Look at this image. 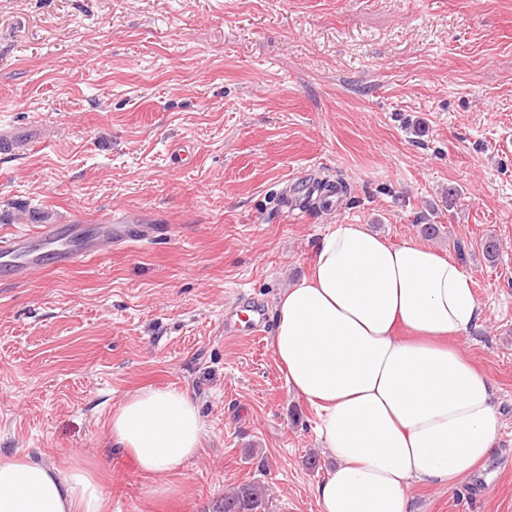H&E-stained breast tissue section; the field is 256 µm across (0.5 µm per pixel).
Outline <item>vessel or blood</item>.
<instances>
[{"mask_svg": "<svg viewBox=\"0 0 512 512\" xmlns=\"http://www.w3.org/2000/svg\"><path fill=\"white\" fill-rule=\"evenodd\" d=\"M157 231L156 225L127 215H108L96 228L76 216L63 224L40 221L33 232L0 236V271L20 282L47 267L64 270L81 257L125 249Z\"/></svg>", "mask_w": 512, "mask_h": 512, "instance_id": "obj_1", "label": "vessel or blood"}]
</instances>
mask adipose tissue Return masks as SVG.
<instances>
[{"mask_svg":"<svg viewBox=\"0 0 512 512\" xmlns=\"http://www.w3.org/2000/svg\"><path fill=\"white\" fill-rule=\"evenodd\" d=\"M273 353L288 388L316 410L334 465L315 488L321 512H411L413 485L448 486L486 459L498 430L491 382L457 338L484 318L471 276L412 241L388 244L363 224L332 225L308 276L274 307ZM205 423L179 388H144L112 416V440L179 496ZM99 472L44 454H0V512H105Z\"/></svg>","mask_w":512,"mask_h":512,"instance_id":"obj_1","label":"adipose tissue"}]
</instances>
